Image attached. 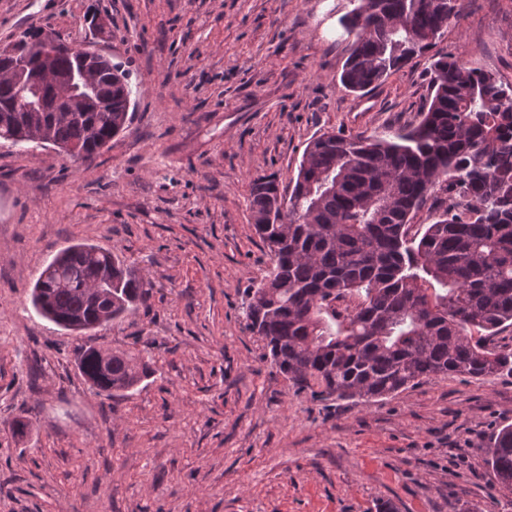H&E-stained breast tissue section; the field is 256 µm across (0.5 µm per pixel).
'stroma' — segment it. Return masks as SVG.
Listing matches in <instances>:
<instances>
[{
  "mask_svg": "<svg viewBox=\"0 0 512 512\" xmlns=\"http://www.w3.org/2000/svg\"><path fill=\"white\" fill-rule=\"evenodd\" d=\"M349 0H0L26 30L109 56L133 116L75 161L0 140V512H512L484 449L512 424V377L448 375L358 402L284 378L245 327L271 260L250 186H288L326 131L415 123L435 57L512 84V0H463L437 45L367 93L342 87ZM85 242L152 280L146 305L79 335L30 291ZM92 345L148 363L127 395L77 367ZM30 421L15 437L16 419Z\"/></svg>",
  "mask_w": 512,
  "mask_h": 512,
  "instance_id": "35a3bbf8",
  "label": "stroma"
}]
</instances>
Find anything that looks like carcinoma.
<instances>
[{"label": "carcinoma", "mask_w": 512, "mask_h": 512, "mask_svg": "<svg viewBox=\"0 0 512 512\" xmlns=\"http://www.w3.org/2000/svg\"><path fill=\"white\" fill-rule=\"evenodd\" d=\"M341 18L353 37L339 76L351 92L381 85L459 13L458 0H351ZM44 37L15 42L31 69ZM57 68L93 82V107L63 111L47 81L39 104L11 112L19 88L0 62V140L24 134L91 159L130 123L127 72L83 64L62 44ZM512 94L496 76L453 55L432 63L420 122L393 138L324 133L306 146L289 197L274 175L251 183L252 220L272 268L248 292L247 328L293 384L316 397L368 402L437 375L512 376ZM446 206L414 224L426 197ZM152 283L112 250L63 248L42 270L35 309L74 332L119 321L145 304ZM78 367L99 394L126 393L153 370L123 353L88 347ZM486 462L512 491V425L490 438Z\"/></svg>", "instance_id": "obj_1"}]
</instances>
